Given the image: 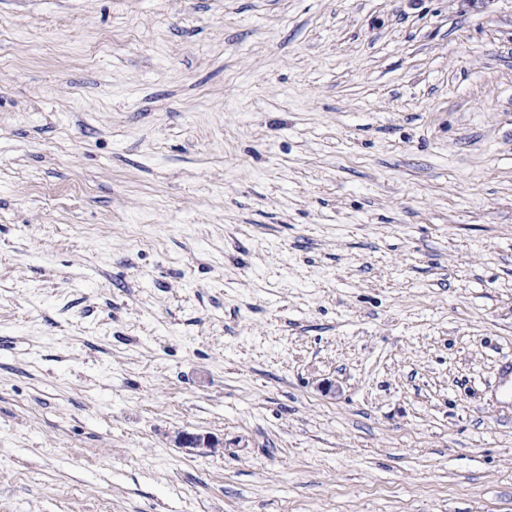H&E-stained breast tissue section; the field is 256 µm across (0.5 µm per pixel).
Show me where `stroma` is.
I'll return each mask as SVG.
<instances>
[{
  "mask_svg": "<svg viewBox=\"0 0 512 512\" xmlns=\"http://www.w3.org/2000/svg\"><path fill=\"white\" fill-rule=\"evenodd\" d=\"M506 380L512 0H0V512H512Z\"/></svg>",
  "mask_w": 512,
  "mask_h": 512,
  "instance_id": "1",
  "label": "stroma"
}]
</instances>
